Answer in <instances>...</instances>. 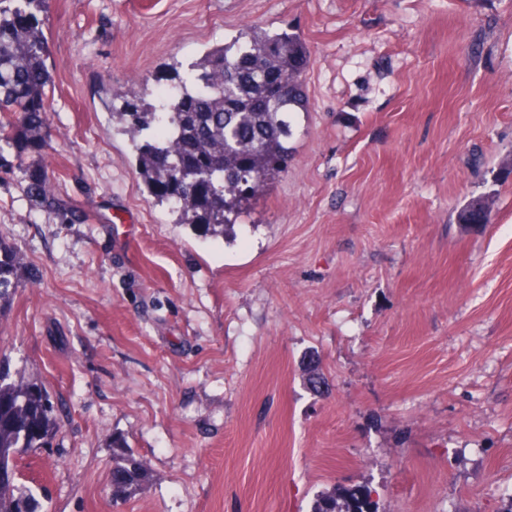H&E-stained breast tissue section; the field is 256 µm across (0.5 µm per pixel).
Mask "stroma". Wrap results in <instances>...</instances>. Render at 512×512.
Masks as SVG:
<instances>
[{
  "mask_svg": "<svg viewBox=\"0 0 512 512\" xmlns=\"http://www.w3.org/2000/svg\"><path fill=\"white\" fill-rule=\"evenodd\" d=\"M45 169L84 224L0 172L22 257L0 369L61 402L25 458L49 512H501L512 495V0H49ZM307 42L287 171L231 234L176 223L114 87L167 88L243 28ZM489 224L460 223L472 199ZM315 350L316 394L300 361ZM149 467L113 500L112 443ZM311 512H377L365 486L333 487L319 494Z\"/></svg>",
  "mask_w": 512,
  "mask_h": 512,
  "instance_id": "1",
  "label": "stroma"
}]
</instances>
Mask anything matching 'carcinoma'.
<instances>
[{"instance_id":"obj_1","label":"carcinoma","mask_w":512,"mask_h":512,"mask_svg":"<svg viewBox=\"0 0 512 512\" xmlns=\"http://www.w3.org/2000/svg\"><path fill=\"white\" fill-rule=\"evenodd\" d=\"M45 0H0V170L6 153L21 156L41 143L48 125L52 76L46 64V35L40 14ZM310 50L296 32L244 28L231 41L207 51L175 74L177 93L159 109L146 101L147 88L112 90V118L135 139L151 131L137 151V171L150 193L176 215V223L201 225L222 238L246 213L255 196L278 179L288 164L293 120L306 110L303 74ZM286 81L288 94L275 82ZM23 191L50 224H83L85 212L56 194L42 170L23 173ZM461 222H491L481 197L470 201ZM18 254L0 240V312L18 288ZM308 387L326 386L320 357L301 360ZM59 422L45 385L0 372V449H20L13 475L0 479V512H47L36 488L22 482L19 463L47 447ZM149 478L147 464L112 443V498L135 496ZM311 512H376L365 486L334 487L319 494Z\"/></svg>"}]
</instances>
